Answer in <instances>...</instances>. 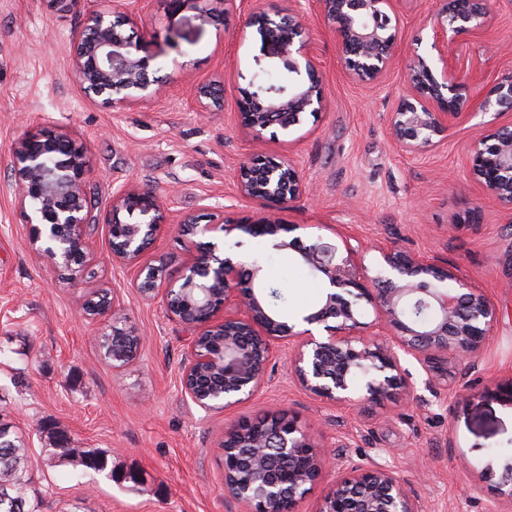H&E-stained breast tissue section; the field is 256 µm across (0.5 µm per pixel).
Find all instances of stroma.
<instances>
[{"instance_id": "stroma-1", "label": "stroma", "mask_w": 512, "mask_h": 512, "mask_svg": "<svg viewBox=\"0 0 512 512\" xmlns=\"http://www.w3.org/2000/svg\"><path fill=\"white\" fill-rule=\"evenodd\" d=\"M99 7V0L66 10L50 0H0V420L29 438L43 512H242L224 495L214 443L226 423L278 411L310 425L331 462L297 512H316L335 462L346 459L390 466L426 512H512V484L504 480L512 464V210L484 198L467 168L472 140L512 126V111L471 109L419 157L390 135L410 63L432 52L437 0H402L395 54L374 84L341 66L317 0H298L326 106L295 132L266 138L262 150L294 160L313 189L282 214L303 240L356 238L369 268L378 247L394 245L448 264L482 289L496 311L483 351L471 365L403 356L405 388L384 405L355 406L305 391L289 368L290 345L279 343L267 385L225 411L202 410L184 396L187 333L158 302L140 299L133 271L110 258L105 225L89 228L92 279L63 281L32 248L15 201L11 148L25 127L62 129L86 146L87 190L99 203L120 185L149 183L171 218L219 208L232 223L257 219V206L237 191L251 151L237 101L263 63L261 37L230 0H209L203 12L143 0L138 24L160 49L157 65L169 82L160 96L119 111L86 98L71 72V33ZM448 62L482 97L512 74V0H493L487 28L449 34ZM215 80L224 88L221 105L198 111L194 88ZM476 206L479 221L458 227ZM224 253L244 264L259 260L265 281L285 287L291 324L321 300L320 279L287 252L236 231ZM101 287L122 298L147 339L129 363L101 357L97 326L80 319L84 297ZM46 419L80 447L105 450L117 480L73 478L69 467L48 462L38 430ZM129 473L138 484L125 482Z\"/></svg>"}]
</instances>
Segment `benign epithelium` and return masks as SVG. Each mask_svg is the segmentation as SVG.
Masks as SVG:
<instances>
[{
	"instance_id": "7a95c632",
	"label": "benign epithelium",
	"mask_w": 512,
	"mask_h": 512,
	"mask_svg": "<svg viewBox=\"0 0 512 512\" xmlns=\"http://www.w3.org/2000/svg\"><path fill=\"white\" fill-rule=\"evenodd\" d=\"M395 0H318L324 19L336 34L342 67L355 80L374 84L390 65L397 28L389 10ZM491 0H443L434 16L435 35L485 28ZM279 13H248L246 25L263 23L270 47L263 51L266 70L288 72V82H251L238 100L240 126L254 145L264 132H289L306 115L324 109L322 76L303 38L299 17L288 15L270 27ZM136 13L109 6L91 12L72 34L71 69L82 93L112 108H130L160 93V52L140 32ZM272 31H267V28ZM440 68L419 56L408 73L410 94L391 116L394 143L410 155H425L435 137L474 104L467 83L451 69L439 45ZM479 107L512 109V75L493 89ZM215 84L195 88L194 101L208 110L216 100ZM17 205L30 224V242L54 269L76 279L89 272L87 225L108 229L112 261L134 270L132 287L147 301H159L165 315L192 331L183 367L184 393L205 410L239 404L268 382L267 364L275 344L295 343L291 370L300 385L334 403L382 404L404 387L400 353L434 359L442 354L474 361L490 334L494 307L479 288L466 286L453 268L438 265L393 246L378 248L374 275L358 260L359 247L345 243V254L318 237L306 244L277 213L309 194L298 166L288 158L259 151L239 167L240 194L267 212L252 224H233L224 214L207 223L194 215L170 218L160 196L148 185L129 183L98 205L86 186L91 172L84 147L69 134L30 128L11 151ZM469 173L484 196L512 210V128L500 127L476 137L469 149ZM183 237L187 258L176 269L146 259L157 238L170 230ZM239 230L266 237L276 250H290L299 263L322 279L325 293L318 308L303 318L324 325L327 336L294 330L271 308L262 266L246 267L216 255L210 238ZM376 313L374 324L361 321L363 304ZM82 317L112 331V360L132 361L144 344L128 325L117 295L93 293ZM377 326L387 331L368 333ZM224 466V494L244 512H296L295 506L325 469L311 429L285 412L239 418L216 443ZM317 512H424L387 465H337Z\"/></svg>"
}]
</instances>
